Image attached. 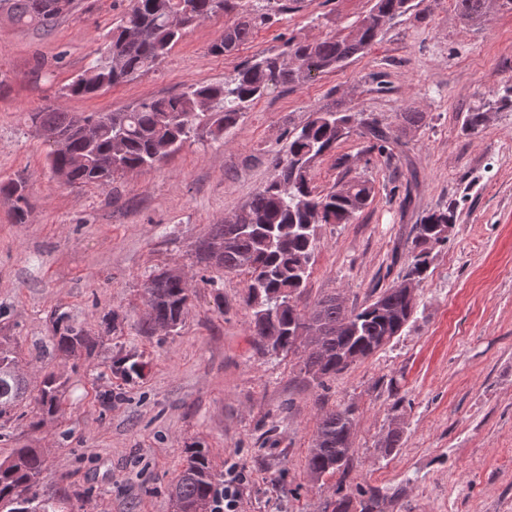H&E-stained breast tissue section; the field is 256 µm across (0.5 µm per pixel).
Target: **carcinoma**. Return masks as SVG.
<instances>
[{
    "instance_id": "cac0c4a2",
    "label": "carcinoma",
    "mask_w": 512,
    "mask_h": 512,
    "mask_svg": "<svg viewBox=\"0 0 512 512\" xmlns=\"http://www.w3.org/2000/svg\"><path fill=\"white\" fill-rule=\"evenodd\" d=\"M75 0H0V14L19 27L50 31L73 8L60 2ZM485 0H460L462 16L475 20L482 15ZM275 0H128L117 25L107 35L104 55L65 87L67 97H91L113 85L130 81L157 67L182 37L183 31L218 14H235L238 20L210 45L214 55L229 56L248 40L254 29L265 24L275 10ZM412 8V0H373L370 12L394 20ZM381 29L360 20L348 32H337L315 42L290 45L292 62L267 53L222 83L199 84L179 95L146 98L123 112H66L61 108L37 107L29 113L32 126L46 139L65 140L58 151L50 149L48 166L65 183L83 188L106 186L126 173L153 167L178 152L206 128L215 137L237 127L252 104L279 86L305 81L342 66L363 52ZM366 143V151L385 155L384 136L377 121H364L351 112L319 111L304 125L288 132V148L276 157L270 180L236 214L237 221L215 224L195 247L197 262L205 268L247 276V305L252 309V335L263 349L292 352L299 348L306 324L316 321L324 328L315 342H307L300 370L322 385L351 366L349 352L367 359L384 347L383 340L398 336L416 312V300L399 289L386 288L376 297L388 312L401 319L397 326L370 302L350 311L334 297L318 300L306 311L298 298L311 275L317 228L322 224H349L371 202L373 183L350 177L326 193L316 190L312 169L320 158L354 128ZM0 195L13 201V216L22 223L28 207L25 181L0 183ZM457 207L448 203L428 213L415 226L409 247L405 276L421 282L428 276L430 250L442 244L439 235L455 225ZM144 295L148 320L139 331L145 335L157 326L178 329L188 314L192 289L178 271L168 268L146 276ZM52 350L60 357L79 356L90 364L98 357V342L65 311L51 315ZM15 352L0 345V429L24 420L36 427L66 410L65 381L53 372L37 382V411L20 410L27 383L16 370ZM144 362L134 352L112 356L111 374L123 380L141 375ZM355 424L351 406L325 411L316 428L306 457V469L315 479L345 471L350 462L348 436ZM186 461L178 475L172 497L187 506L210 509L218 478L209 450L201 445L185 449ZM45 458L38 448L13 449L0 460V512H63L62 500L40 493Z\"/></svg>"
}]
</instances>
